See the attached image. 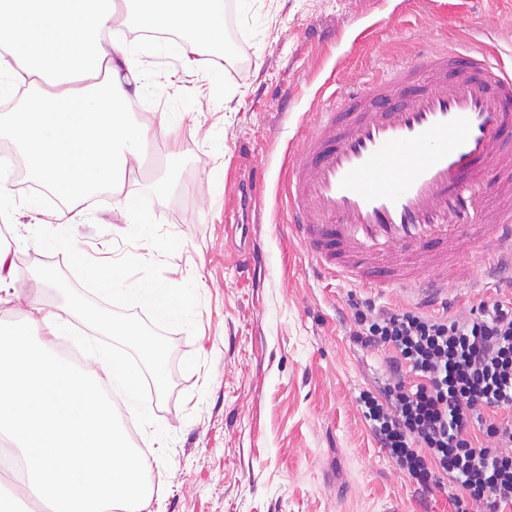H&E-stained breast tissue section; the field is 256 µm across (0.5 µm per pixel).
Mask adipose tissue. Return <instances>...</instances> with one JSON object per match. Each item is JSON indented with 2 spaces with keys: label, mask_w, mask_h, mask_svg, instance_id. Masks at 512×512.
<instances>
[{
  "label": "adipose tissue",
  "mask_w": 512,
  "mask_h": 512,
  "mask_svg": "<svg viewBox=\"0 0 512 512\" xmlns=\"http://www.w3.org/2000/svg\"><path fill=\"white\" fill-rule=\"evenodd\" d=\"M166 32L184 36L183 75L203 69L223 42L224 0H0V97H21L15 111L0 115V138L18 148L37 185L62 191V207L49 213L25 202L32 217L49 215L54 244L78 251L68 232L86 219L87 198L98 188L111 192L114 209L135 226L142 253L86 265L98 293L189 325V287L165 280L137 287L130 279L158 246L124 190L153 134L127 106L149 95L144 56L167 51Z\"/></svg>",
  "instance_id": "ef3b65f1"
}]
</instances>
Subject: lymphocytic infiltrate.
Listing matches in <instances>:
<instances>
[{
  "mask_svg": "<svg viewBox=\"0 0 512 512\" xmlns=\"http://www.w3.org/2000/svg\"><path fill=\"white\" fill-rule=\"evenodd\" d=\"M349 307L353 341L387 354L359 404L393 466L455 512H512V289L464 312Z\"/></svg>",
  "mask_w": 512,
  "mask_h": 512,
  "instance_id": "f902f5d3",
  "label": "lymphocytic infiltrate"
}]
</instances>
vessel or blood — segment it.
<instances>
[{"mask_svg": "<svg viewBox=\"0 0 512 512\" xmlns=\"http://www.w3.org/2000/svg\"><path fill=\"white\" fill-rule=\"evenodd\" d=\"M286 222L323 275L445 306L466 252L512 273V71L489 45L423 48L301 128Z\"/></svg>", "mask_w": 512, "mask_h": 512, "instance_id": "b4317fda", "label": "vessel or blood"}]
</instances>
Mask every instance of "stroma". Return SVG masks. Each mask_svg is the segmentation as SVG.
Listing matches in <instances>:
<instances>
[{
    "label": "stroma",
    "mask_w": 512,
    "mask_h": 512,
    "mask_svg": "<svg viewBox=\"0 0 512 512\" xmlns=\"http://www.w3.org/2000/svg\"><path fill=\"white\" fill-rule=\"evenodd\" d=\"M233 55L194 75L195 101L171 88L179 48L150 60L151 97L136 120L190 111L176 135L156 132L160 165L131 172L126 189L163 254L155 278L198 283L196 333L168 331L171 388L153 397L168 430V463L154 475V512H454L447 492L423 494L378 447L358 406L385 370V355L350 339L348 297L377 306L400 298L314 272L278 211L275 188L301 155L300 121L342 90L445 41L512 51V0H255L234 9ZM180 156L165 166L172 142ZM171 173L163 196L153 182ZM72 236L86 246L137 252L131 225L101 189ZM0 219V248L15 287L28 289L40 248ZM264 256L265 272L241 263Z\"/></svg>",
    "instance_id": "35a3bbf8"
}]
</instances>
